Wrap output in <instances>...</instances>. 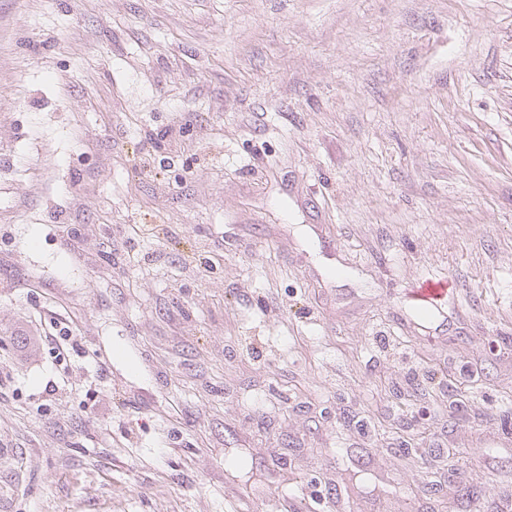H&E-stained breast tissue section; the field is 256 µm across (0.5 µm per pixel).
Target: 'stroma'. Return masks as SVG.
I'll use <instances>...</instances> for the list:
<instances>
[{
  "mask_svg": "<svg viewBox=\"0 0 512 512\" xmlns=\"http://www.w3.org/2000/svg\"><path fill=\"white\" fill-rule=\"evenodd\" d=\"M346 486L512 512V0H0V512ZM449 281L447 280H419L412 288V297L420 302V306H434L437 301L447 296ZM52 330L54 332L47 331L45 332L44 336H39V338L43 341H50L52 344L55 345V349H57V353L60 355L62 354H68V350L74 349L73 346V336L72 331H70L69 327H60L58 329V324L54 323L52 324Z\"/></svg>",
  "mask_w": 512,
  "mask_h": 512,
  "instance_id": "obj_1",
  "label": "stroma"
}]
</instances>
